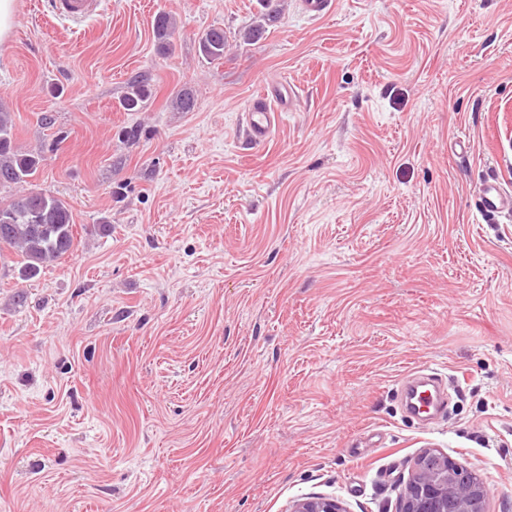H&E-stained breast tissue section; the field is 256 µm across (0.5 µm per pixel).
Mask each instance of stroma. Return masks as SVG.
Instances as JSON below:
<instances>
[{
  "label": "stroma",
  "mask_w": 512,
  "mask_h": 512,
  "mask_svg": "<svg viewBox=\"0 0 512 512\" xmlns=\"http://www.w3.org/2000/svg\"><path fill=\"white\" fill-rule=\"evenodd\" d=\"M36 3L0 109L77 248L29 280L0 253V512H395L428 448L512 512V215L476 209L512 190V0H106L80 28ZM284 81L299 107L247 142ZM426 367L456 387L430 425L398 397ZM176 22L168 14H160L155 21V36L160 47L172 51ZM226 36L223 28L212 27L199 38L200 53L207 60L218 61L224 58ZM150 97V90L142 80H135L128 86V90L120 102L125 111L137 112L143 108ZM281 89L270 88L253 98L244 113L247 139L253 144L267 142L279 124L281 112L291 111L298 92L291 86ZM476 208L482 216H495L512 209V195L498 183H487L480 191ZM287 512H346L334 498L306 496L292 501Z\"/></svg>",
  "instance_id": "1"
}]
</instances>
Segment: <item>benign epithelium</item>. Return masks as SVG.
<instances>
[{
  "instance_id": "7a95c632",
  "label": "benign epithelium",
  "mask_w": 512,
  "mask_h": 512,
  "mask_svg": "<svg viewBox=\"0 0 512 512\" xmlns=\"http://www.w3.org/2000/svg\"><path fill=\"white\" fill-rule=\"evenodd\" d=\"M489 487L475 472L432 449L422 452L401 494L398 512H484ZM287 512H345L334 498L306 496Z\"/></svg>"
}]
</instances>
